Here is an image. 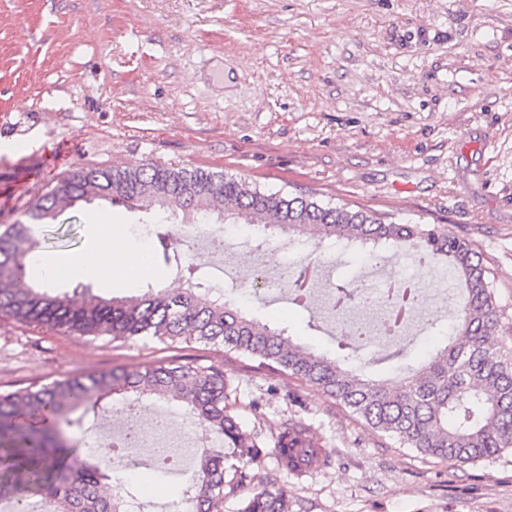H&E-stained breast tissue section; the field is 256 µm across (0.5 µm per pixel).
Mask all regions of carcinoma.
I'll return each instance as SVG.
<instances>
[{"instance_id":"cac0c4a2","label":"carcinoma","mask_w":512,"mask_h":512,"mask_svg":"<svg viewBox=\"0 0 512 512\" xmlns=\"http://www.w3.org/2000/svg\"><path fill=\"white\" fill-rule=\"evenodd\" d=\"M96 199L150 216L180 214L183 224H199L216 212L231 224L251 227L250 249L268 246V234L281 232L290 242L314 247L334 240L376 261L387 252L420 263L440 260L459 288L453 332L428 362L393 388L345 364L366 366L399 353L364 358L361 351L370 340L354 335L342 321L336 336L342 358L330 360L223 297L200 291L194 265L180 266L187 287L149 288L132 297L104 298L88 287L51 294L32 284L39 249L34 226L51 224L62 210ZM28 213L30 222L13 224L0 235V313L21 324L92 339L152 336L221 345L227 353L320 389L380 436L442 461L474 463L512 448V348L497 340L501 315L494 288L474 244L439 224L397 223L387 213L324 203L312 194L267 192L222 172L153 163L79 168L57 180ZM154 233L163 260L180 261V240L169 226L157 224ZM308 262L317 258L307 254L284 285L291 303L303 308L310 296ZM329 287L337 309L356 304L355 289L334 282ZM128 394L173 401L201 428L224 436V446L203 451L194 472L195 512H219L225 486L246 484L247 470L260 459L265 442L229 409L224 367L171 358L143 369L81 373L0 392V475L14 498L12 512H29L33 495L45 512H127L126 498L112 493L101 464L73 465L84 451L64 427L80 424L74 417L78 410ZM272 439L280 466L290 474L318 459L316 442L301 421L281 423ZM226 448L234 449L237 461L229 480ZM241 512H288L287 491L255 488Z\"/></svg>"}]
</instances>
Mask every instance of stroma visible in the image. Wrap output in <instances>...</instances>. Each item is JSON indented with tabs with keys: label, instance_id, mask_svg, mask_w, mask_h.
<instances>
[{
	"label": "stroma",
	"instance_id": "35a3bbf8",
	"mask_svg": "<svg viewBox=\"0 0 512 512\" xmlns=\"http://www.w3.org/2000/svg\"><path fill=\"white\" fill-rule=\"evenodd\" d=\"M201 167L471 240L490 270L512 345V0H0V232L79 167ZM124 229L140 212L104 201L40 226L44 252L86 251L92 217ZM211 295L238 298L246 261L222 275L197 244ZM325 277L378 269L332 246ZM425 317L407 335L415 365L433 349L428 317L451 326L452 279L424 273ZM251 316L335 357V324L314 294L259 291ZM174 356L224 368L235 413L270 439L309 426L323 464L302 475L265 453L252 487L286 486L289 512H512V449L462 467L380 438L312 387L249 369L211 345L92 340L0 315V390L135 370ZM200 445L177 469L116 456L130 512H191Z\"/></svg>",
	"mask_w": 512,
	"mask_h": 512
}]
</instances>
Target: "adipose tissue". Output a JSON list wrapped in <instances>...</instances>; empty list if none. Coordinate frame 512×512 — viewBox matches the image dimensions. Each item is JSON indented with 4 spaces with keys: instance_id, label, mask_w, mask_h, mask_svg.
<instances>
[{
    "instance_id": "obj_1",
    "label": "adipose tissue",
    "mask_w": 512,
    "mask_h": 512,
    "mask_svg": "<svg viewBox=\"0 0 512 512\" xmlns=\"http://www.w3.org/2000/svg\"><path fill=\"white\" fill-rule=\"evenodd\" d=\"M88 256L75 258L39 255L36 268L42 278L58 282L64 279H88L110 285L152 276L153 268L133 254L124 232L93 224Z\"/></svg>"
}]
</instances>
